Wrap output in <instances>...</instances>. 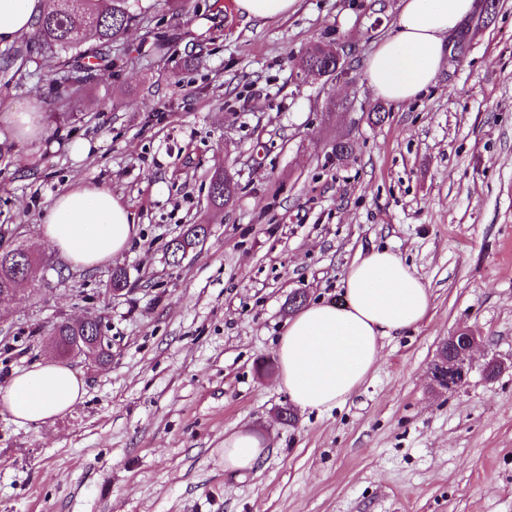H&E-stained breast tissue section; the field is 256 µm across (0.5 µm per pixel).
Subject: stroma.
<instances>
[{
  "label": "stroma",
  "mask_w": 512,
  "mask_h": 512,
  "mask_svg": "<svg viewBox=\"0 0 512 512\" xmlns=\"http://www.w3.org/2000/svg\"><path fill=\"white\" fill-rule=\"evenodd\" d=\"M139 6L94 84L59 91L54 58L27 36L26 66L0 61V113L27 103L48 117L42 142L0 143V227L40 258L0 305V387L51 357L59 321L101 314L112 340L106 364L67 359L86 393L54 422L21 426L0 408V512H512V0L405 103L366 77L402 0H298L267 20L235 0ZM318 42L343 47L346 79L296 75L289 55ZM224 166L238 190L217 210L209 177ZM79 183L107 187L137 226L91 271L40 236ZM192 224L206 239L169 265ZM374 248L428 285V316L385 339L344 404L281 424L288 396L258 365L276 359L289 298L340 301ZM461 328L483 346L464 384L436 392L429 366ZM492 359L505 367L490 377ZM239 428L269 443L244 476L224 468Z\"/></svg>",
  "instance_id": "obj_1"
}]
</instances>
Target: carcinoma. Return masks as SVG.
I'll list each match as a JSON object with an SVG mask.
<instances>
[{
	"label": "carcinoma",
	"mask_w": 512,
	"mask_h": 512,
	"mask_svg": "<svg viewBox=\"0 0 512 512\" xmlns=\"http://www.w3.org/2000/svg\"><path fill=\"white\" fill-rule=\"evenodd\" d=\"M57 6L39 21L33 33V43L44 54L58 59L55 82L68 88L74 81V70L87 54L99 61V67L107 70L112 66V44L121 40L129 23L135 18L133 0H56ZM91 33L96 48L88 52L81 49L77 37ZM319 45L309 48L295 60V66L307 67L328 75L336 70L335 63L317 54ZM208 233L205 224H194L186 233L171 241L169 259H183L185 248L197 245ZM35 258L17 247L0 252V299H13L24 276L30 274ZM101 319L90 320L83 325L62 320L55 324L52 333L57 336L59 354L68 356L90 350V338L98 334Z\"/></svg>",
	"instance_id": "1"
}]
</instances>
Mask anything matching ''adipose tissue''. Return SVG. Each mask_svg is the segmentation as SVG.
Segmentation results:
<instances>
[{
	"label": "adipose tissue",
	"mask_w": 512,
	"mask_h": 512,
	"mask_svg": "<svg viewBox=\"0 0 512 512\" xmlns=\"http://www.w3.org/2000/svg\"><path fill=\"white\" fill-rule=\"evenodd\" d=\"M475 0H403L396 28L367 60L377 94L403 103L435 80L446 36L473 10ZM48 0H0V44L32 33ZM42 238L66 262L96 268L121 254L136 234L127 205L103 186L78 184L56 196L40 227ZM343 300L313 303L289 320L277 349L278 384L299 409L328 411L352 396L377 365L386 338L428 315L427 285L389 249L355 259L343 280ZM85 395L68 366L37 363L0 387V407L23 425H43L67 413ZM267 453L266 442L241 428L224 436V467L247 472Z\"/></svg>",
	"instance_id": "obj_1"
}]
</instances>
